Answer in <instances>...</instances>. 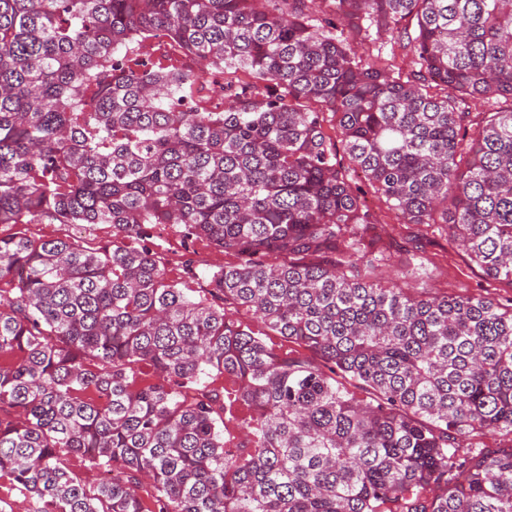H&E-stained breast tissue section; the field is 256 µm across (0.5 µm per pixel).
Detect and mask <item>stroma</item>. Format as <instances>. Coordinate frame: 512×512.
I'll return each instance as SVG.
<instances>
[{
  "mask_svg": "<svg viewBox=\"0 0 512 512\" xmlns=\"http://www.w3.org/2000/svg\"><path fill=\"white\" fill-rule=\"evenodd\" d=\"M364 195L386 246L375 271L381 284L395 283L414 293L480 295L505 306L512 304V285L487 277L456 248L444 225L399 223L372 188H365Z\"/></svg>",
  "mask_w": 512,
  "mask_h": 512,
  "instance_id": "35a3bbf8",
  "label": "stroma"
}]
</instances>
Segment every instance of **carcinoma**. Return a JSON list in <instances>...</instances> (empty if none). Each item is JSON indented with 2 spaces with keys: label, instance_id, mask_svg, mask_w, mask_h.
<instances>
[{
  "label": "carcinoma",
  "instance_id": "1",
  "mask_svg": "<svg viewBox=\"0 0 512 512\" xmlns=\"http://www.w3.org/2000/svg\"><path fill=\"white\" fill-rule=\"evenodd\" d=\"M310 2L0 0V224L112 226L0 235V479L36 512H512V448L460 445L512 435V306L378 284L351 175L512 284V0ZM159 34L197 69L137 61ZM151 224L234 261L186 258L196 296ZM382 52L385 56H394L397 65L401 68L403 77L419 70L413 49L406 42L388 41ZM512 437L499 433L497 431H482L474 434L467 441L469 445L476 448H485L489 451H495L512 446Z\"/></svg>",
  "mask_w": 512,
  "mask_h": 512
}]
</instances>
